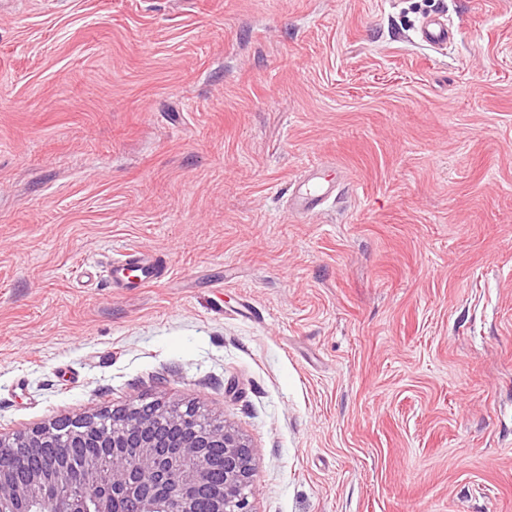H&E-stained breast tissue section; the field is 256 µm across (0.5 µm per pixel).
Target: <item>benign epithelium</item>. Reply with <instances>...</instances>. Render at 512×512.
<instances>
[{"label": "benign epithelium", "instance_id": "1", "mask_svg": "<svg viewBox=\"0 0 512 512\" xmlns=\"http://www.w3.org/2000/svg\"><path fill=\"white\" fill-rule=\"evenodd\" d=\"M65 432L71 441L106 449L112 475L104 477L100 459L81 465L85 490L74 507L68 488L72 464L60 455L47 467L19 468L13 458L0 463V512H26L37 501L41 512H253L256 467L251 447L229 426L201 419L200 408L176 399L104 410L12 439L3 448H38ZM224 449V494L212 489L208 449Z\"/></svg>", "mask_w": 512, "mask_h": 512}]
</instances>
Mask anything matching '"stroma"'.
<instances>
[{"label": "stroma", "instance_id": "35a3bbf8", "mask_svg": "<svg viewBox=\"0 0 512 512\" xmlns=\"http://www.w3.org/2000/svg\"><path fill=\"white\" fill-rule=\"evenodd\" d=\"M168 398L254 512H512V0H0V437ZM421 35L431 46L446 45L454 38V32L448 28V24L439 18L427 21L422 27ZM321 166H310L296 186L292 209L300 213H314L329 205L335 185L323 176ZM169 264L160 255H145L131 250L114 259L107 270L110 288H147L163 282L169 271ZM136 280H130L129 274Z\"/></svg>", "mask_w": 512, "mask_h": 512}]
</instances>
